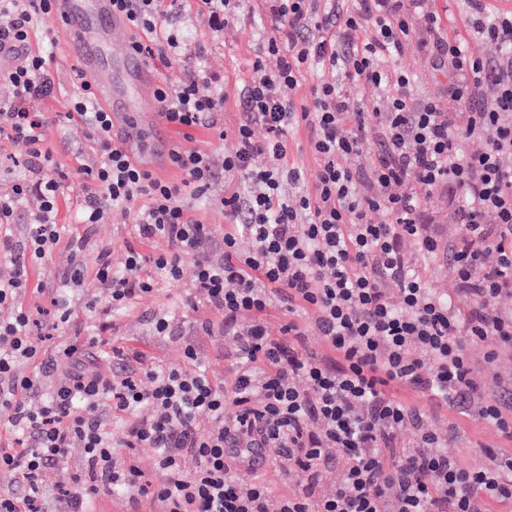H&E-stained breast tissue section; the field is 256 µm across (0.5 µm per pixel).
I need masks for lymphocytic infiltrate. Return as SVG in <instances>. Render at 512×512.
<instances>
[{"label":"lymphocytic infiltrate","mask_w":512,"mask_h":512,"mask_svg":"<svg viewBox=\"0 0 512 512\" xmlns=\"http://www.w3.org/2000/svg\"><path fill=\"white\" fill-rule=\"evenodd\" d=\"M51 0H0V46L27 43L35 28L51 30ZM423 0H261L269 24L262 47L276 57L266 72L255 61L244 86L247 121L235 130V147L224 156V171L243 181L241 190L219 200L229 223L224 248L213 257L205 247L207 225L192 213L191 200L206 198L214 169L208 155L172 147L168 161L181 181L161 179L136 163L117 144L109 113L94 105L91 83L75 76L69 109L55 116L34 110L51 97L54 81L44 54H26L4 73L14 98L0 102V139L24 145L37 179L15 182L0 194V306L15 307L0 322V413L17 435L0 448V468L17 471L22 494L0 495V512H45L40 476L63 466L69 448L81 447L85 471L70 475L60 491L61 512H96L102 491L122 492L159 512H487L492 500H512V454H494L488 465L465 467L443 451L444 438L429 416L399 397L402 389L429 392L452 406L478 404L486 422L512 429V386L484 394L473 379L475 366L461 337L495 341L512 349V308L495 307L512 297V12L477 22L475 35L497 44L505 62L489 66L470 56L459 36L442 28ZM142 39L137 54L164 63L178 60L181 38L167 24L182 0H112ZM439 70L448 71L446 89L414 101L412 79L383 68L410 43ZM315 72L313 104L296 107L293 92L302 73ZM220 74L200 66L174 84L159 86L160 115L174 126L206 127L223 136L217 116L220 95H204L200 84L218 86ZM381 89L386 106L360 96ZM351 127H344V120ZM78 128L98 146L100 159L83 168L90 194L81 221L98 223L103 197L112 207L132 199L140 240H162L166 253L151 260L128 249L121 268L100 251L92 271L108 288L107 303L125 308L155 292L158 278L180 279L182 256L194 258V286L235 336L234 377L216 385L198 368V353L185 345L186 366L150 362L138 370L106 374L82 350L65 347L68 376L51 395L33 402L40 374H21V363L41 358L30 333L29 310L16 302L29 285L25 263L17 261L12 227L17 207L37 196L39 214L27 225L25 248L42 259L60 237L56 222L63 176L44 150L49 124ZM306 126L318 160L312 188L295 167L285 165L286 134ZM265 131L256 138L255 127ZM481 149L461 152L463 142ZM367 170L354 167L364 152ZM265 166H257L258 156ZM299 186L282 194L283 183ZM448 195V216L458 236L451 251L453 272L472 305L467 312L415 273L403 243L412 240L421 257L439 254L442 243L431 228L426 202ZM382 214L375 222L374 214ZM248 236L251 252L238 248ZM285 312L312 310L323 346L304 342L295 321L271 335L265 317L274 305ZM252 313L244 329L237 321ZM127 419L123 451H116L99 423L102 399ZM151 416H140L141 408ZM210 427L201 428V419ZM412 429L410 449L400 435ZM237 437L246 447L272 448L283 473L300 470L307 483L289 495H274L263 483L240 478L243 462L227 455ZM147 448L159 475L145 479L131 458ZM197 461L192 477L181 474V459ZM347 463L342 481L325 491L323 473L336 458Z\"/></svg>","instance_id":"lymphocytic-infiltrate-1"}]
</instances>
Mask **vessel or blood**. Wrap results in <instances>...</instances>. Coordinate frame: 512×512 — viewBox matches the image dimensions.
<instances>
[{"label":"vessel or blood","instance_id":"b4317fda","mask_svg":"<svg viewBox=\"0 0 512 512\" xmlns=\"http://www.w3.org/2000/svg\"><path fill=\"white\" fill-rule=\"evenodd\" d=\"M52 16L66 28L68 51L88 76L96 100L111 113L123 149L145 161L163 154L168 141L160 122L141 118L156 91L150 65L130 50L112 53L113 43L130 31L126 16L113 11L112 0H53Z\"/></svg>","mask_w":512,"mask_h":512}]
</instances>
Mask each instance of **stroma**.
Listing matches in <instances>:
<instances>
[{"label":"stroma","mask_w":512,"mask_h":512,"mask_svg":"<svg viewBox=\"0 0 512 512\" xmlns=\"http://www.w3.org/2000/svg\"><path fill=\"white\" fill-rule=\"evenodd\" d=\"M246 7L247 14L242 15L235 25L224 33L214 34L199 14L196 0H186L182 9L169 19L182 37L179 63L171 67L158 61L153 64L156 77L161 82L177 81L199 64L224 77V110L219 116L226 132L224 139H217L204 128L173 126L169 129L171 144L205 153L214 165L215 178L210 198L194 201L193 213L208 224L213 245L217 248L222 245L226 225L224 212L217 200L240 184L238 178L225 174L224 155L232 150V134L245 118L242 88L253 75L252 64L267 37L265 23L257 16L259 0H248ZM386 66L409 73L413 78L414 94L419 98L434 94L446 82L445 76L432 69L414 43L401 55L388 59ZM48 69L55 82V94L38 101L36 107L50 114L67 111L76 63L64 55L61 44L53 45ZM44 147L58 169L67 173L68 179L58 202L57 221L63 226L61 237L46 257L30 262V286L18 300L19 305L36 312L41 321L45 320L51 307L53 288L71 271L76 260L93 261L100 250L106 249L111 254L113 266H121L127 244L136 243L134 224L140 207L139 201L135 200L125 210H105L99 223H80V205L86 191L79 170L93 164L97 146L79 131L53 125L46 131ZM79 238L84 239L85 247L77 257L71 243ZM181 266V280L159 283L157 291L135 300L130 308L113 314L111 329L98 337L93 336L91 327L102 317L100 308L106 303L108 291L92 277H84L81 286L73 291L70 322L46 331L39 342L42 351L54 355L70 344H86L100 371L109 373L122 368L121 354L134 351L162 364H183L184 345L189 342L199 350L209 378L216 384L230 386L235 339L228 331H218L209 336L200 329V322L211 318L212 313L192 285V256H182ZM92 300L98 304L93 311L87 308ZM160 312L165 313L169 320V329L164 335L157 334L154 326V317ZM433 422L439 431H453V438L447 442V452L459 457L464 465L478 467L487 464L488 453L492 450L512 453V436L487 423L477 410L462 414L445 409L434 416Z\"/></svg>","instance_id":"obj_1"}]
</instances>
